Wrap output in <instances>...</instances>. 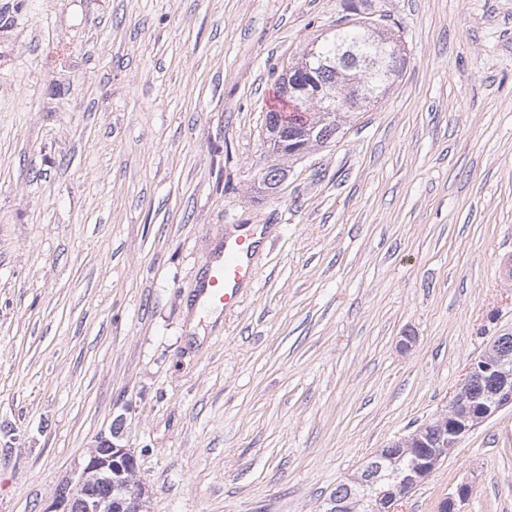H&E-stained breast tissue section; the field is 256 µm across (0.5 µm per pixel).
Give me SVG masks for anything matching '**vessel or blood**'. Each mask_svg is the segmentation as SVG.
<instances>
[{"label": "vessel or blood", "instance_id": "b4317fda", "mask_svg": "<svg viewBox=\"0 0 512 512\" xmlns=\"http://www.w3.org/2000/svg\"><path fill=\"white\" fill-rule=\"evenodd\" d=\"M259 247L253 233L243 232L224 239V250L208 265L200 282L210 304L232 308L242 288L255 280L254 255Z\"/></svg>", "mask_w": 512, "mask_h": 512}]
</instances>
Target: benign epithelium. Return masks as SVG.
Instances as JSON below:
<instances>
[{
  "label": "benign epithelium",
  "instance_id": "benign-epithelium-1",
  "mask_svg": "<svg viewBox=\"0 0 512 512\" xmlns=\"http://www.w3.org/2000/svg\"><path fill=\"white\" fill-rule=\"evenodd\" d=\"M337 54L353 61L361 72H372L382 63L379 57L359 54L352 45H341ZM478 377H489L497 382L494 391L482 400L469 392L471 382ZM509 407L512 408V356L502 352L499 343L492 341L484 353L465 368L460 382L450 393L448 413L435 420L441 438L434 443L431 455L422 462H413L406 470H394L392 489L386 495L380 493L368 498L367 512H396L398 502L425 482L467 434ZM385 461L387 457L382 453L375 454L361 473L350 479V484L355 488L377 484ZM137 469L136 456L129 449L100 436L66 485V493L57 498L48 512H126L127 504L135 505L145 496L144 487L135 482ZM126 474L129 478H125L119 499L110 495L98 497L89 492V487L95 483L110 485ZM470 494L471 484L460 483L442 500L440 512H461V504ZM362 503L359 495L352 494L343 501L327 502L326 512H356Z\"/></svg>",
  "mask_w": 512,
  "mask_h": 512
}]
</instances>
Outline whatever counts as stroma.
I'll return each mask as SVG.
<instances>
[{
	"mask_svg": "<svg viewBox=\"0 0 512 512\" xmlns=\"http://www.w3.org/2000/svg\"><path fill=\"white\" fill-rule=\"evenodd\" d=\"M347 1L0 0V512L110 434L148 512H324L512 334V0H351L399 79L260 181L273 73ZM243 225L253 287L198 305ZM464 481L512 512V410L398 512Z\"/></svg>",
	"mask_w": 512,
	"mask_h": 512,
	"instance_id": "35a3bbf8",
	"label": "stroma"
}]
</instances>
